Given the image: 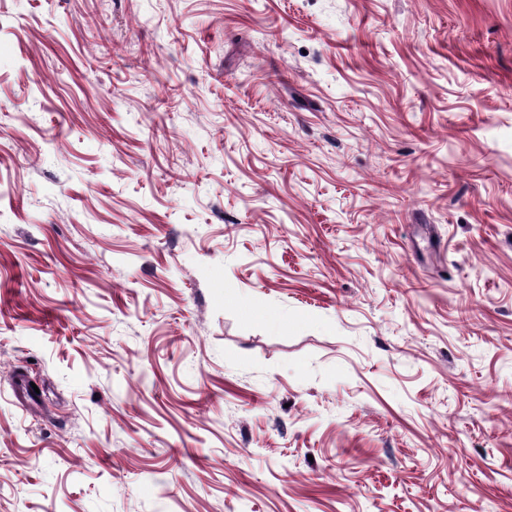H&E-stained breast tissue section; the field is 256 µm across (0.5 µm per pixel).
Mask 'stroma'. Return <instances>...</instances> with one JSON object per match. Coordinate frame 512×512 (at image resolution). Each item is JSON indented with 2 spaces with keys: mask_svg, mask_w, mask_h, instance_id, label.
I'll return each instance as SVG.
<instances>
[{
  "mask_svg": "<svg viewBox=\"0 0 512 512\" xmlns=\"http://www.w3.org/2000/svg\"><path fill=\"white\" fill-rule=\"evenodd\" d=\"M0 512H512V0H0Z\"/></svg>",
  "mask_w": 512,
  "mask_h": 512,
  "instance_id": "35a3bbf8",
  "label": "stroma"
}]
</instances>
